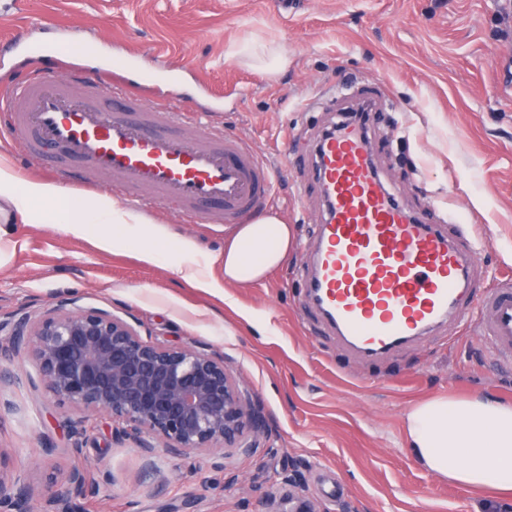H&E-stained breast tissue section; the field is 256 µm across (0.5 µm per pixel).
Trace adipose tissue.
<instances>
[{
	"label": "adipose tissue",
	"mask_w": 512,
	"mask_h": 512,
	"mask_svg": "<svg viewBox=\"0 0 512 512\" xmlns=\"http://www.w3.org/2000/svg\"><path fill=\"white\" fill-rule=\"evenodd\" d=\"M0 200L22 218L52 223L73 235L94 224H113L124 239L159 238L156 225L139 213L103 199L77 201L59 186L16 176L0 163ZM294 230L269 214L239 225L224 247V280L251 284L287 259ZM408 449L430 472L476 491L512 494V405L482 398L438 396L406 414Z\"/></svg>",
	"instance_id": "ef3b65f1"
}]
</instances>
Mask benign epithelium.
<instances>
[{
	"label": "benign epithelium",
	"instance_id": "benign-epithelium-1",
	"mask_svg": "<svg viewBox=\"0 0 512 512\" xmlns=\"http://www.w3.org/2000/svg\"><path fill=\"white\" fill-rule=\"evenodd\" d=\"M0 345L33 355L44 387L62 404L106 414L116 430L133 437L147 458L158 448L171 456L189 452L250 454L267 433L264 416L226 368L203 350L145 339L127 320L96 307L61 301L34 317L17 312L0 320ZM305 465L288 460L279 473L288 485L290 512H330L299 495ZM51 480L59 491L25 482L13 456L0 448V512H79L99 482L77 466Z\"/></svg>",
	"mask_w": 512,
	"mask_h": 512
}]
</instances>
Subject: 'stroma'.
Instances as JSON below:
<instances>
[{"mask_svg":"<svg viewBox=\"0 0 512 512\" xmlns=\"http://www.w3.org/2000/svg\"><path fill=\"white\" fill-rule=\"evenodd\" d=\"M37 39L102 40L103 56L135 51L148 67L183 68L180 93L209 106L278 172L276 215L295 228L288 259L264 280L224 282L236 228L188 224L176 209L146 211L162 228L145 245L100 249L120 228L74 236L54 224L0 223V317L73 298L131 322L143 337L194 346L243 382L269 426L254 455L157 454L154 467L114 437L108 415L59 404L31 358L0 353L14 383L0 392V448L44 484L54 468L107 471L84 512H288L275 479L307 466L306 494L354 512H499L419 466L405 440L408 408L434 396L512 404L500 364L470 320H447L375 359L357 357L314 313L297 276L312 260L325 205L316 143L334 112L379 100L369 115L377 173L427 223L468 225L486 241L477 277L512 275V0H0V19ZM284 66L259 67L244 45ZM192 251H181L183 241ZM83 422L73 454L68 432Z\"/></svg>","mask_w":512,"mask_h":512,"instance_id":"obj_1","label":"stroma"}]
</instances>
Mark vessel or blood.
Segmentation results:
<instances>
[{
    "instance_id": "vessel-or-blood-1",
    "label": "vessel or blood",
    "mask_w": 512,
    "mask_h": 512,
    "mask_svg": "<svg viewBox=\"0 0 512 512\" xmlns=\"http://www.w3.org/2000/svg\"><path fill=\"white\" fill-rule=\"evenodd\" d=\"M60 46L26 34L0 52L55 59ZM112 81L83 67L63 78L46 69L0 86V129L20 136L26 158L56 152L108 181L136 207H175L185 222L238 224L274 208L273 169L240 139L203 125L177 89L182 72H151L139 57L113 59ZM168 88L150 103L124 73ZM315 177L327 205L311 270L302 272L312 309L365 357L396 349L447 318L478 311L485 342L512 363V278H476L478 246L460 249L439 225L393 200L374 169L368 132L342 116L317 144Z\"/></svg>"
}]
</instances>
